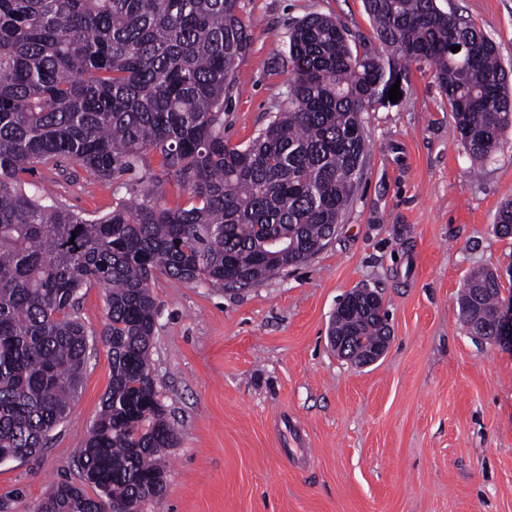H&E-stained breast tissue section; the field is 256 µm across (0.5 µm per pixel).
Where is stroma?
<instances>
[{
    "label": "stroma",
    "instance_id": "35a3bbf8",
    "mask_svg": "<svg viewBox=\"0 0 512 512\" xmlns=\"http://www.w3.org/2000/svg\"><path fill=\"white\" fill-rule=\"evenodd\" d=\"M470 19L512 66V0H438ZM252 45L224 137L247 144L286 104L291 24L336 18L352 43L374 38L363 0H242ZM404 93L362 120L370 148L336 233L306 263L260 285L227 289L156 275L150 363L178 444L167 488L141 512H512V347L475 340L457 297L485 267L512 286V238L495 230L512 201V135L484 162L460 143L427 62ZM85 216L125 190L80 174L29 178ZM377 291L392 342L358 368L328 341L330 319L357 288ZM89 334L82 386L37 455L0 464L6 512H35L54 480L82 485L78 446L110 383L100 334L105 292L81 289Z\"/></svg>",
    "mask_w": 512,
    "mask_h": 512
}]
</instances>
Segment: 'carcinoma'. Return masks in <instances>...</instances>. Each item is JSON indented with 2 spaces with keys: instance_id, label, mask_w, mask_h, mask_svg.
<instances>
[{
  "instance_id": "obj_1",
  "label": "carcinoma",
  "mask_w": 512,
  "mask_h": 512,
  "mask_svg": "<svg viewBox=\"0 0 512 512\" xmlns=\"http://www.w3.org/2000/svg\"><path fill=\"white\" fill-rule=\"evenodd\" d=\"M365 6L380 48L352 47L328 16L295 22L287 105L232 146L224 114L252 42L241 0H0V457L42 451L66 418L89 350L78 294L93 283L105 289L112 368L78 451L100 495L59 481L39 512H140L163 495L177 433L150 368L151 280L246 288L318 252L362 176L361 113L388 102L408 63L435 66L472 158L512 130V72L469 19L437 0ZM39 167L65 176L78 167L130 198L89 219L46 187L26 190ZM170 177L189 207L162 202ZM496 230L512 237V202ZM505 290L512 298L491 270L470 274L457 303L471 334L496 335ZM380 304L373 292L339 306L330 335L374 345L386 328Z\"/></svg>"
}]
</instances>
